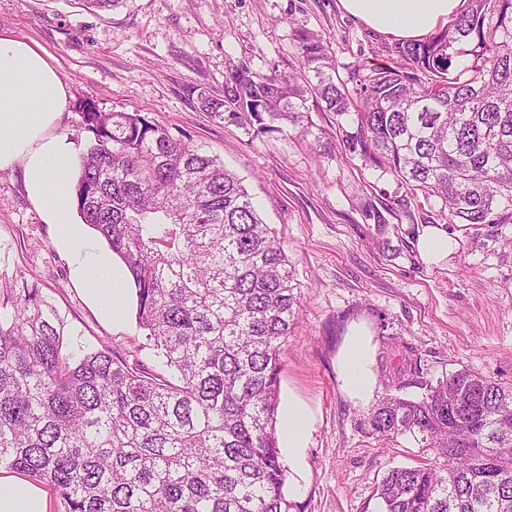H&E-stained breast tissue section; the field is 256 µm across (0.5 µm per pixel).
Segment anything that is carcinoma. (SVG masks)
Here are the masks:
<instances>
[{
  "instance_id": "carcinoma-1",
  "label": "carcinoma",
  "mask_w": 512,
  "mask_h": 512,
  "mask_svg": "<svg viewBox=\"0 0 512 512\" xmlns=\"http://www.w3.org/2000/svg\"><path fill=\"white\" fill-rule=\"evenodd\" d=\"M297 41L304 85L243 70L201 107L260 133L306 91L347 114L321 39ZM396 52L405 66L364 79L348 148L441 199L450 224H511L512 0H467ZM77 108L74 208L124 262L170 375L109 348L69 362L41 288L1 277L0 468L52 486L65 512H293L276 424L298 284L275 231L222 162L148 114ZM401 358L402 376L420 372L417 349ZM425 389L370 409L380 441L409 435L439 455L389 470L381 512H512V385L462 368Z\"/></svg>"
}]
</instances>
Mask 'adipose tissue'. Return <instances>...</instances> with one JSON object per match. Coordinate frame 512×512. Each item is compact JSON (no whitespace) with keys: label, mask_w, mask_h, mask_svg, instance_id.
<instances>
[{"label":"adipose tissue","mask_w":512,"mask_h":512,"mask_svg":"<svg viewBox=\"0 0 512 512\" xmlns=\"http://www.w3.org/2000/svg\"><path fill=\"white\" fill-rule=\"evenodd\" d=\"M345 11L373 29L417 40L445 25L463 0H340ZM70 99L67 84L38 44L0 33V170L20 167L29 201L43 223L55 228L54 245L70 260L74 281L86 298L120 323L131 296L130 278L119 258L93 246L73 206L74 175L81 153L60 132ZM338 380L351 400L366 402L376 383L375 346L362 329L345 336L338 351ZM313 419L292 402L281 414L283 439L298 455L307 447ZM0 512H49L42 488L16 476H0Z\"/></svg>","instance_id":"obj_1"}]
</instances>
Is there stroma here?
Segmentation results:
<instances>
[{
	"label": "stroma",
	"instance_id": "35a3bbf8",
	"mask_svg": "<svg viewBox=\"0 0 512 512\" xmlns=\"http://www.w3.org/2000/svg\"><path fill=\"white\" fill-rule=\"evenodd\" d=\"M328 47L352 103L364 78L395 66L396 37L341 8L340 0H128L109 12L82 0H0V30L38 43L68 84L72 108L60 130L86 145L77 102L101 111L143 112L236 172L287 254L300 285L299 315L283 356L280 405L312 413L302 464L285 459L296 512H378L375 488L397 466L423 455L409 437L381 447L368 413L391 394L403 344L417 348L421 381L401 389L419 399L423 383L469 368L512 383V223L465 231L448 257L425 259L428 228L445 227L442 202L414 200L388 168L344 145L357 116L326 111L306 96L298 122L261 134L247 118L203 111L200 93L224 95L241 69L303 71L297 30ZM22 188L0 170V275L38 283L65 321L70 359L108 346L155 370L135 315L109 323L90 305ZM364 328L383 367L371 402L340 390L336 355Z\"/></svg>",
	"mask_w": 512,
	"mask_h": 512
}]
</instances>
